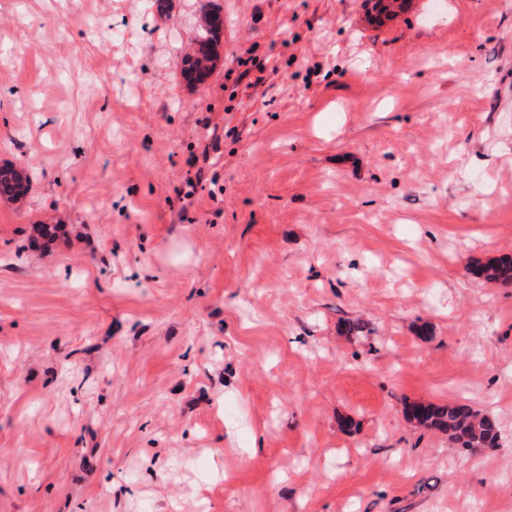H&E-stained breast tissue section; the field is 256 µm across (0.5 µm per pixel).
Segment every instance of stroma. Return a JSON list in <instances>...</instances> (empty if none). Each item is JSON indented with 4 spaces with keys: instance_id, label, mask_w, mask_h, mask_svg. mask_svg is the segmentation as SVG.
Listing matches in <instances>:
<instances>
[{
    "instance_id": "1",
    "label": "stroma",
    "mask_w": 512,
    "mask_h": 512,
    "mask_svg": "<svg viewBox=\"0 0 512 512\" xmlns=\"http://www.w3.org/2000/svg\"><path fill=\"white\" fill-rule=\"evenodd\" d=\"M366 11L0 0V512H512V0ZM220 30L214 24H202L201 32L195 38L193 52L188 54L183 62V74L186 78L202 83L208 75L202 67V63L212 60L211 50L220 38ZM480 274L490 283L512 282V257L491 258L480 266ZM406 413L409 420L424 428L448 435V440L465 453L497 447L500 439L494 415L465 401L413 403Z\"/></svg>"
}]
</instances>
